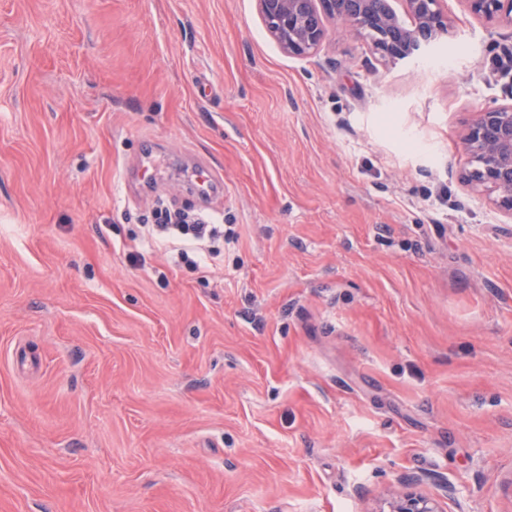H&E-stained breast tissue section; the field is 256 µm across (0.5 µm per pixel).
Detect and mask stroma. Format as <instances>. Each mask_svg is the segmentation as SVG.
I'll list each match as a JSON object with an SVG mask.
<instances>
[{
	"label": "stroma",
	"instance_id": "1",
	"mask_svg": "<svg viewBox=\"0 0 512 512\" xmlns=\"http://www.w3.org/2000/svg\"><path fill=\"white\" fill-rule=\"evenodd\" d=\"M444 8L388 62L256 0H0V512H512V218L461 143L512 27ZM161 201L233 225L210 273ZM187 219L188 216L179 215L176 222L172 223L171 217H168L167 214L157 212V221L169 220V223L152 225L144 223V227H147L144 237L148 242L160 244L176 252L181 262L201 270L202 273H207L209 265L213 264L203 261V265H201L202 258L200 254L202 248L199 247L205 238L206 232L208 231V236L212 239L224 236L225 244L233 243L237 240V236L231 228L223 229L222 224H209L212 222L203 215L195 218L191 224L188 223ZM422 479L407 476L400 481L404 489L393 491L387 501V512H445L438 496L405 490Z\"/></svg>",
	"mask_w": 512,
	"mask_h": 512
}]
</instances>
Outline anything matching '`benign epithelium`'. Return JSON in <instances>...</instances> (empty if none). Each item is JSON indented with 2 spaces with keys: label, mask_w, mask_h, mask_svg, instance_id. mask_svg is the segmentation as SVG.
<instances>
[{
  "label": "benign epithelium",
  "mask_w": 512,
  "mask_h": 512,
  "mask_svg": "<svg viewBox=\"0 0 512 512\" xmlns=\"http://www.w3.org/2000/svg\"><path fill=\"white\" fill-rule=\"evenodd\" d=\"M466 11L487 22L512 26V0H461ZM443 0H257L269 36L289 56L317 53L328 37L326 23L342 21L372 40L382 59L402 60L448 34L452 21ZM462 142L474 168L465 179L487 192L512 218V103L476 113ZM421 481L407 476L390 494L387 512H445L438 496L406 490Z\"/></svg>",
  "instance_id": "7a95c632"
}]
</instances>
